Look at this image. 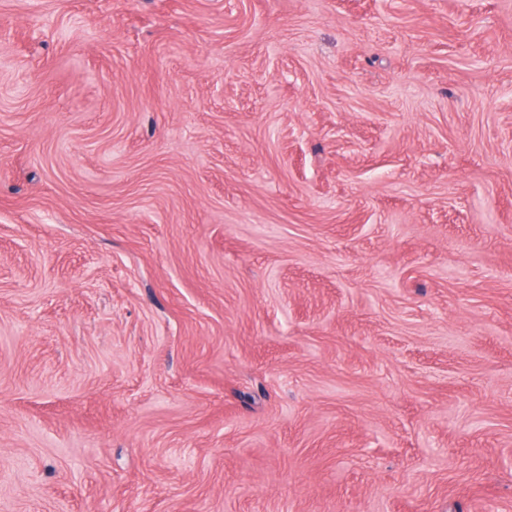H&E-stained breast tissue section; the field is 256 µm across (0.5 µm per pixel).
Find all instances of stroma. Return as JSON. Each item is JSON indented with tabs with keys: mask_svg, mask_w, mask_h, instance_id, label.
<instances>
[{
	"mask_svg": "<svg viewBox=\"0 0 512 512\" xmlns=\"http://www.w3.org/2000/svg\"><path fill=\"white\" fill-rule=\"evenodd\" d=\"M0 512H512V0H0Z\"/></svg>",
	"mask_w": 512,
	"mask_h": 512,
	"instance_id": "1",
	"label": "stroma"
}]
</instances>
